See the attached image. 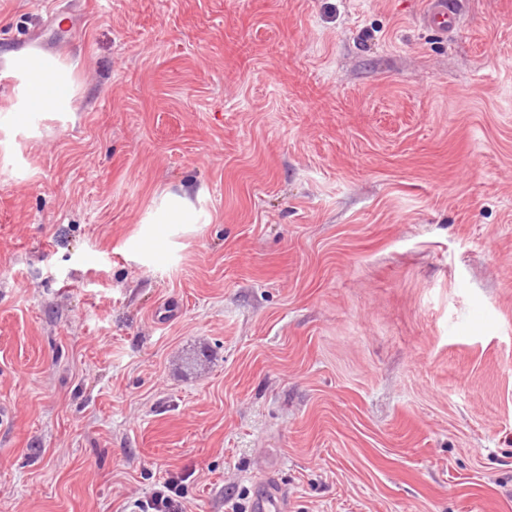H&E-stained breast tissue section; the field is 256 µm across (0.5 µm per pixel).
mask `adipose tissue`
<instances>
[{
    "instance_id": "ef3b65f1",
    "label": "adipose tissue",
    "mask_w": 512,
    "mask_h": 512,
    "mask_svg": "<svg viewBox=\"0 0 512 512\" xmlns=\"http://www.w3.org/2000/svg\"><path fill=\"white\" fill-rule=\"evenodd\" d=\"M10 70L18 81L9 110L16 122L33 112L72 111L78 86L74 69L58 57L36 54L12 58Z\"/></svg>"
}]
</instances>
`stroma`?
I'll list each match as a JSON object with an SVG mask.
<instances>
[{
    "label": "stroma",
    "instance_id": "stroma-1",
    "mask_svg": "<svg viewBox=\"0 0 512 512\" xmlns=\"http://www.w3.org/2000/svg\"><path fill=\"white\" fill-rule=\"evenodd\" d=\"M424 2L83 0L73 111L0 87V512H512V0ZM422 19L427 28L448 36L460 25L461 15L449 0H427ZM193 205L179 195L170 194L157 210L153 222L163 227L166 224H198L195 218ZM190 475H170L159 482L150 496L144 500H136L133 507L139 512H185L182 502L184 483ZM252 512H287L288 498L272 481L261 484L251 503Z\"/></svg>",
    "mask_w": 512,
    "mask_h": 512
}]
</instances>
